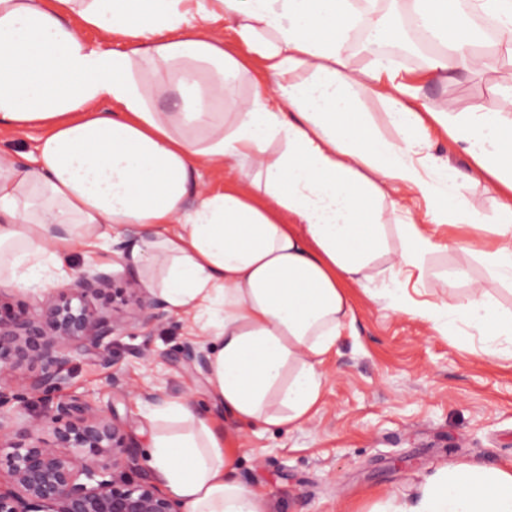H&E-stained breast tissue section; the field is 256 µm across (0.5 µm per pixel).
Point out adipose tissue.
I'll use <instances>...</instances> for the list:
<instances>
[{"mask_svg": "<svg viewBox=\"0 0 512 512\" xmlns=\"http://www.w3.org/2000/svg\"><path fill=\"white\" fill-rule=\"evenodd\" d=\"M410 4L439 46L429 77L481 75L512 56V0H469L497 22L493 54L476 51L464 19L446 21L448 0ZM362 14L363 0H0V134L45 131L28 163L0 155V273L53 281L75 244L138 226L131 258L153 265L164 302L208 317V382L239 430L308 418L325 357L353 320L346 288L374 283L381 258L396 311L439 334L476 332L481 354L499 356L512 313L488 293L420 307L404 283L440 248L423 223H481L461 189L489 182L503 195L500 241L479 256L512 284V87L468 112L432 111L385 63L353 68ZM74 16L126 48L87 43ZM220 19L236 21L246 55L211 34ZM255 59L274 92L231 98ZM356 87L387 104L398 140L371 130ZM164 94L175 98L167 110L153 102ZM434 125L467 168L427 154ZM227 164L234 183L187 207L202 170ZM406 191L427 201L423 219L390 225ZM149 419L154 479L182 512H267L264 493L231 478L225 430L191 399L162 402ZM379 512H512V469L450 461L412 501Z\"/></svg>", "mask_w": 512, "mask_h": 512, "instance_id": "ef3b65f1", "label": "adipose tissue"}]
</instances>
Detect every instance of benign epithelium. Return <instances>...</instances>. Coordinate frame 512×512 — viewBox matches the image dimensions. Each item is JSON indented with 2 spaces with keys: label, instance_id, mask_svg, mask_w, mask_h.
<instances>
[{
  "label": "benign epithelium",
  "instance_id": "7a95c632",
  "mask_svg": "<svg viewBox=\"0 0 512 512\" xmlns=\"http://www.w3.org/2000/svg\"><path fill=\"white\" fill-rule=\"evenodd\" d=\"M113 272L91 268L45 293L34 307L0 305V512H182L179 504L146 479L130 477L135 443L125 426L80 397L56 403L37 423L13 433L25 404L56 392L73 361L93 352L111 363L112 336L128 319L150 324L166 316L157 298L137 293L134 280L114 287ZM122 300L126 314H108L92 301ZM188 365L208 368L198 346L179 353ZM18 402L12 413L2 408ZM48 427L53 441L34 434Z\"/></svg>",
  "mask_w": 512,
  "mask_h": 512
}]
</instances>
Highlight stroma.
<instances>
[{
    "mask_svg": "<svg viewBox=\"0 0 512 512\" xmlns=\"http://www.w3.org/2000/svg\"><path fill=\"white\" fill-rule=\"evenodd\" d=\"M401 77L421 84V98L434 110L455 104L465 111L512 86V58L500 56L495 71L480 77L454 75L431 80L425 66L396 59ZM463 195L484 222L436 226L434 237L447 248L427 255L423 282H409L418 305L454 303L471 284L485 288L500 307L512 310V286L491 279L479 257L457 241L479 246L496 241L494 223L502 199L489 183L468 185ZM465 266L470 279L448 284L449 273ZM97 266L117 277L136 272L117 261L109 245H75L64 269ZM354 312L324 371L322 396L310 418L295 425L253 427L234 434V476L244 486L262 488L269 512H369L377 502L410 499L447 460L512 468V353L490 359L480 339L442 336L420 318L396 312L365 288H348ZM202 319L167 313L157 323H132L113 337L112 361L77 358L61 390L31 404L28 418L69 395H78L114 414L137 446L134 478H151V428L145 418L153 403L191 397L216 423L224 412L213 399L206 371L175 362L185 344L200 343ZM119 375L133 396L113 395L108 380Z\"/></svg>",
    "mask_w": 512,
    "mask_h": 512,
    "instance_id": "obj_1",
    "label": "stroma"
}]
</instances>
